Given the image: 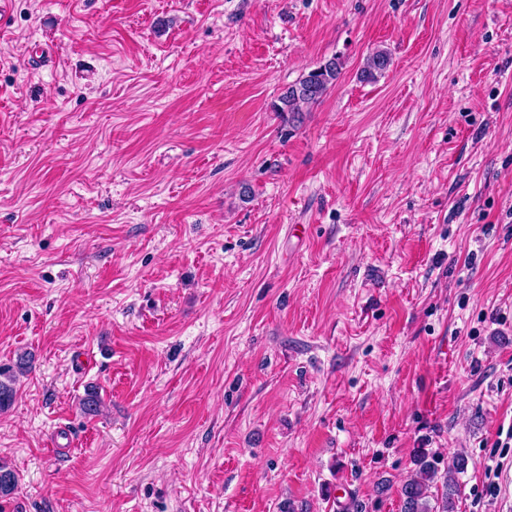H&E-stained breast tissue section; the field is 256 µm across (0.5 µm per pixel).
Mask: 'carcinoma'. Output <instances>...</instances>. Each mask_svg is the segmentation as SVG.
I'll list each match as a JSON object with an SVG mask.
<instances>
[{"mask_svg":"<svg viewBox=\"0 0 512 512\" xmlns=\"http://www.w3.org/2000/svg\"><path fill=\"white\" fill-rule=\"evenodd\" d=\"M390 54L384 49L370 53L360 70L359 78L364 82L373 83L390 67ZM343 63L333 58L319 67L309 71L295 83L289 85L273 103V110L286 112L291 117L301 114L303 107L315 104L327 93L336 82L342 71ZM33 356L27 351L17 354L16 361L0 368V411L8 409L14 400L13 384L16 377L32 370ZM84 413L94 415L99 412L101 400L96 389L87 388L80 402ZM414 462L416 471L401 486L403 512H455L456 498L460 493L457 475L466 471L468 457L462 452L453 454L444 468L442 493L436 505L430 503V488L438 478L439 468L436 466L434 455L425 448L415 451ZM18 478L15 470L0 463V499L10 497L17 487Z\"/></svg>","mask_w":512,"mask_h":512,"instance_id":"obj_1","label":"carcinoma"}]
</instances>
